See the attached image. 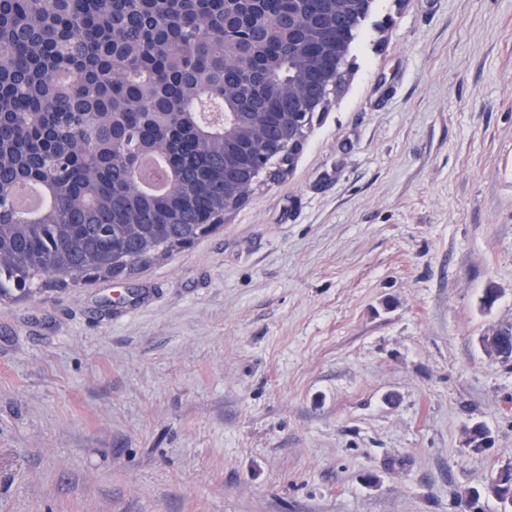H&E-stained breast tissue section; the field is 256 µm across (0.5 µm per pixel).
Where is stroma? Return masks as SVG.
<instances>
[{
    "label": "stroma",
    "instance_id": "1",
    "mask_svg": "<svg viewBox=\"0 0 512 512\" xmlns=\"http://www.w3.org/2000/svg\"><path fill=\"white\" fill-rule=\"evenodd\" d=\"M509 325L512 0H375L290 172L0 300V512H503ZM490 342L488 337L484 340V346L493 350L504 361L512 359V326H506L496 331Z\"/></svg>",
    "mask_w": 512,
    "mask_h": 512
}]
</instances>
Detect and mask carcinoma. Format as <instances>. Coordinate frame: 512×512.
<instances>
[{
    "label": "carcinoma",
    "mask_w": 512,
    "mask_h": 512,
    "mask_svg": "<svg viewBox=\"0 0 512 512\" xmlns=\"http://www.w3.org/2000/svg\"><path fill=\"white\" fill-rule=\"evenodd\" d=\"M366 16L343 0H0V297L50 277L110 279L209 233L306 135L293 111L329 96L336 37ZM160 158L170 184L138 191ZM51 198L34 222L10 194ZM484 346L512 359V326ZM485 493L512 498V472ZM163 162L153 156H145L134 173V179L140 189L159 193L165 189L164 177H160Z\"/></svg>",
    "instance_id": "obj_1"
}]
</instances>
